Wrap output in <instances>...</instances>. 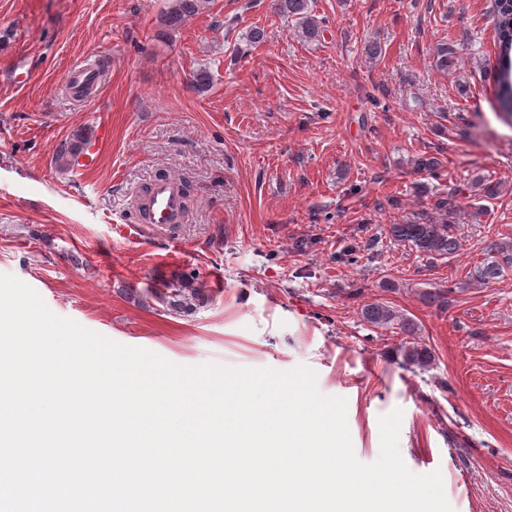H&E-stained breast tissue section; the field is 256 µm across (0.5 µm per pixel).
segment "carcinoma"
Wrapping results in <instances>:
<instances>
[{
  "label": "carcinoma",
  "mask_w": 512,
  "mask_h": 512,
  "mask_svg": "<svg viewBox=\"0 0 512 512\" xmlns=\"http://www.w3.org/2000/svg\"><path fill=\"white\" fill-rule=\"evenodd\" d=\"M205 0H174L170 11L164 18V24L175 25L185 18L193 16L202 9ZM310 0H272L273 11L283 17L296 21L305 40L314 42L320 38L323 29L320 21L311 15ZM496 68L498 70L495 105L506 117L512 118V0H496ZM457 51L451 45L440 47L436 53L435 66L447 71L455 64ZM458 208L455 198L450 197L438 202L436 209L440 217H430L425 212L413 215L403 224L389 225L390 235L397 241L408 244L417 253L429 259H445L455 254L460 241L455 234L454 225L448 223V213ZM495 253L490 261H483L469 272V278L479 284L493 282L512 268V240L497 241L492 244ZM151 296L166 305L173 314L188 313L196 310L202 303V291L191 287L187 279L165 282L158 288L148 290ZM363 319L372 327L383 328L390 325L398 315L382 303H368L362 310ZM400 319V318H398ZM401 328L409 334L415 333L413 322L400 319ZM403 362L421 369L432 362L430 350L423 346H403Z\"/></svg>",
  "instance_id": "obj_1"
}]
</instances>
